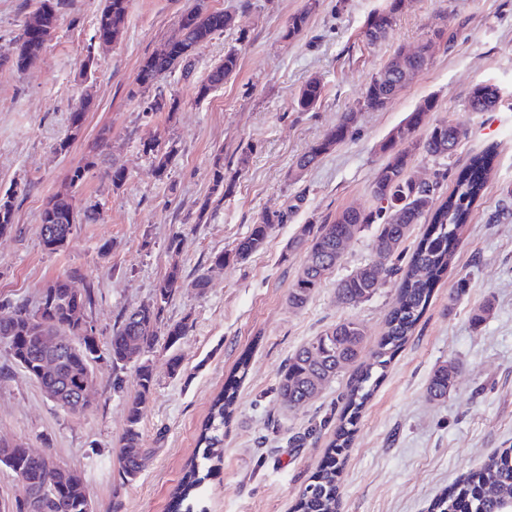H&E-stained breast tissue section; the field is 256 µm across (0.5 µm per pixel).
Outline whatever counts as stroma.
I'll use <instances>...</instances> for the list:
<instances>
[{
    "mask_svg": "<svg viewBox=\"0 0 512 512\" xmlns=\"http://www.w3.org/2000/svg\"><path fill=\"white\" fill-rule=\"evenodd\" d=\"M384 0H320L304 31L287 36L289 18L307 0H206L235 25L194 49L188 64L158 77L177 101L146 116L130 98L141 62L180 34L181 16L196 0H132L111 44L95 36L98 0H65L45 51L24 70L0 67V195L15 196L14 224L0 235V305L35 307L58 276L78 274L95 286L86 315L106 343L134 307L151 302L159 281L178 267L184 288L165 306L167 322H186L174 346L158 342L149 358L155 388L141 420L151 455L139 478L121 485L117 454L126 428L125 402L138 390L134 365L112 389V364L93 366V403L71 414L50 401L0 343V440L50 454L85 480L97 512L120 498L122 512H170L172 496L197 453V436L212 399L241 359L249 372L237 409L224 427V447L201 495L204 512H293L298 494L323 465L343 412L350 380L342 373L305 407L280 402L277 384L289 356L331 324L360 321L364 352L385 330L397 282L368 301L340 304L337 282L374 257L373 231L347 245L340 265L300 309L288 289L305 253L289 242L309 221H331L345 208L372 209L371 187L385 157L381 143L408 114L433 99L430 122L448 121L465 135L448 161L456 171L485 149L496 159L465 227L447 275L435 286L415 331L391 361L359 415L342 481L341 512H430L433 500L495 451L512 448V0H406L386 37L367 44V15ZM447 27L428 65L377 111L360 106L372 75L401 48ZM235 48V75L208 97L197 86ZM324 91L316 108L298 111L310 78ZM501 91L491 112H470L479 84ZM91 105L76 135L69 119L83 98ZM356 115L351 139L298 170L295 161L336 124ZM110 146L95 150L101 132ZM171 154L157 172L145 143ZM224 159V193L215 195L216 157ZM95 166L77 187L73 168ZM127 179L113 188L112 166ZM71 189L78 221L67 244L45 249L40 213ZM266 210L283 212L264 248L244 262L212 258L246 236ZM178 250H170L172 238ZM206 273L209 286L191 283ZM465 293H457L459 280ZM182 359L170 374L171 354ZM455 362L447 401L426 392L434 368Z\"/></svg>",
    "mask_w": 512,
    "mask_h": 512,
    "instance_id": "1",
    "label": "stroma"
}]
</instances>
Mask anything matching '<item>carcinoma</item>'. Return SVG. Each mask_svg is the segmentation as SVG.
Listing matches in <instances>:
<instances>
[{"mask_svg":"<svg viewBox=\"0 0 512 512\" xmlns=\"http://www.w3.org/2000/svg\"><path fill=\"white\" fill-rule=\"evenodd\" d=\"M131 0H100L96 14V36L102 43L111 41L124 24ZM404 0H386L366 19L364 36L371 45L383 39L402 10ZM61 0H37V7L16 37L13 51L0 54V66L9 64L21 71L30 60L45 48L55 28ZM319 7V0H310L307 7L291 17L287 35L297 36L306 28L309 16ZM234 26V17L220 10H208L199 3L184 14L180 21L183 53L174 57L167 46H162L144 59L129 90L132 98L142 96L154 85L158 75L175 69L187 60L192 50L212 36ZM445 30L435 29L431 37L413 52L399 50L395 57L376 72L367 83L361 107L378 110L395 96L406 76L422 70L429 62L435 41L444 38ZM238 52L234 48L224 52V59L215 65L197 86V96L203 98L224 85L237 71ZM323 93L317 79L310 80L300 91L297 109L308 112L315 108ZM499 102V90L492 84L475 86L467 99L471 112H491ZM435 108V101L427 99L398 125L403 134L387 137L380 150L386 156L372 186L376 206L371 211L345 209L331 222L317 228L306 226L289 244L291 249L305 251L301 273L288 291V304L302 308L310 301L317 288L340 263L344 245L362 229L374 227V259L355 269L340 280L336 293L347 306H356L370 300L386 280L402 273L396 303L386 321L385 336L373 353V361L360 367L350 382L345 395L343 414L336 426L334 439L328 446L331 462L321 467L299 493L296 512H340V485L343 458L351 447L356 423L361 410L377 385V373L384 371L396 353L409 341L415 326L425 312L436 284L448 270L451 257L459 243L462 228L467 224L474 203L480 198L486 176L495 161L494 152L487 150L474 155L469 164L454 176L453 188L439 207H434V196L441 180L448 176L444 162L448 160L464 131L457 125L442 121L432 124L425 136L419 131L427 116ZM355 113H344L323 139L316 142L296 160V167L304 170L315 164L324 154L353 136ZM146 153L152 155L156 169L164 171L169 152L147 143ZM421 154L438 165L433 181L423 185L408 174L412 156ZM279 211H264L252 225L248 235L237 242L229 253L214 255L213 264L222 266L233 259L248 260L263 248L275 225L282 223ZM14 221V198L7 193L0 196V234L11 230ZM75 224L73 196L56 195L50 198L40 213L42 243L50 251L63 247ZM416 224L426 229L405 266L398 265L403 256L402 244ZM184 286L176 267L163 277L155 288L154 298L130 311L121 325L112 332L105 347L98 339L83 337L85 312L93 302L94 285L81 276H60L44 289L43 321L37 322L29 308L19 305L7 319H0V336L13 337L11 355L18 366L33 379L42 391L62 392L63 398L79 396L85 384L94 381L92 364L107 359L112 362V389H122V372L127 365L136 366L138 391L126 402L127 427L119 453L121 484L134 482L142 471L148 449L143 447L140 423L143 406L155 386L154 368L146 353L159 337H166L174 345L186 334L187 323H163L164 307ZM60 329L71 336L61 346L57 370L48 371L43 362L45 352L40 338L52 329ZM365 332L361 322L346 319L325 329L303 344L288 358L279 383V396L290 410L314 401L324 387L334 380L361 353ZM240 376L228 384L213 400L197 440L201 458L220 459L219 448L224 442V426L231 418L236 402L237 383L248 372V360L236 367ZM457 375L455 363L446 361L430 378L427 394L432 399H445L454 386ZM0 465L16 475L20 496L11 512H89L90 493L80 474L60 466L50 455H34L22 444L0 445ZM210 473H202L190 465L176 491V506L186 504ZM433 512H512V448H504L490 458L479 470L463 476L434 502Z\"/></svg>","mask_w":512,"mask_h":512,"instance_id":"carcinoma-1","label":"carcinoma"}]
</instances>
